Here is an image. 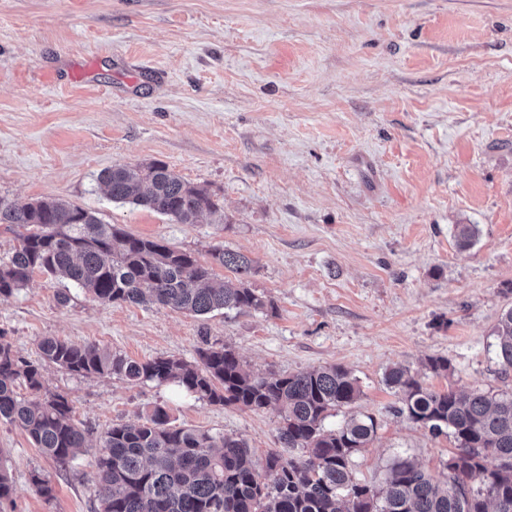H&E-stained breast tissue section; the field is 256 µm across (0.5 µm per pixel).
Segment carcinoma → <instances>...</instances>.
Wrapping results in <instances>:
<instances>
[{"label": "carcinoma", "instance_id": "obj_1", "mask_svg": "<svg viewBox=\"0 0 512 512\" xmlns=\"http://www.w3.org/2000/svg\"><path fill=\"white\" fill-rule=\"evenodd\" d=\"M99 181L112 201L178 224H196L205 214L224 223L216 194L184 181L163 162L117 165ZM0 224L15 226L17 241L0 260V297L24 288L40 271L104 305L155 304L197 316L267 306L245 284L254 261L238 252L216 247L203 262L161 241L131 236L59 198L23 205L0 199ZM477 233L475 224L457 225V246L470 248ZM215 264L237 274L236 282L212 283ZM493 335L506 375L512 370V306L498 317ZM37 347L33 361L0 341V419L21 428L61 467L88 451L86 432L73 420L74 401L44 390V362L82 377L175 383L213 404L277 408L280 442L300 450L288 459L270 451L260 461L245 440L177 427L167 409L156 406L144 422L114 424L105 432L92 476L99 512H512V393L435 391L407 368L389 369L385 382L401 394L398 412L433 436L452 438L454 451L442 486L413 460L397 457L385 487L377 489L356 482L351 471L353 456L375 435V419L353 414L335 429L324 426L331 412L351 407L361 395L357 379L341 366L254 375L227 345L200 349L197 364L173 356L137 362L55 337L42 338ZM21 386L28 395L18 392ZM31 485L52 497L48 475L32 474Z\"/></svg>", "mask_w": 512, "mask_h": 512}]
</instances>
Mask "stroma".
<instances>
[{
  "mask_svg": "<svg viewBox=\"0 0 512 512\" xmlns=\"http://www.w3.org/2000/svg\"><path fill=\"white\" fill-rule=\"evenodd\" d=\"M151 161L217 194L223 223L106 195L103 170ZM47 197L203 261L217 246L247 255L269 306L196 316L77 288L62 305L37 272L0 298V336L20 355L37 359L52 336L135 361L226 344L260 374L336 364L361 395L326 427L377 422L354 479L382 485L398 455L445 479L452 439L399 414L384 374L512 392L493 336L512 306V0H0V198ZM459 224L479 229L469 249ZM430 357L447 375L425 370ZM42 373L73 399L91 450L60 467L0 420L6 512H97L94 449L156 405L176 426L244 438L256 458L280 447L274 409ZM35 470L52 498L33 491Z\"/></svg>",
  "mask_w": 512,
  "mask_h": 512,
  "instance_id": "stroma-1",
  "label": "stroma"
}]
</instances>
